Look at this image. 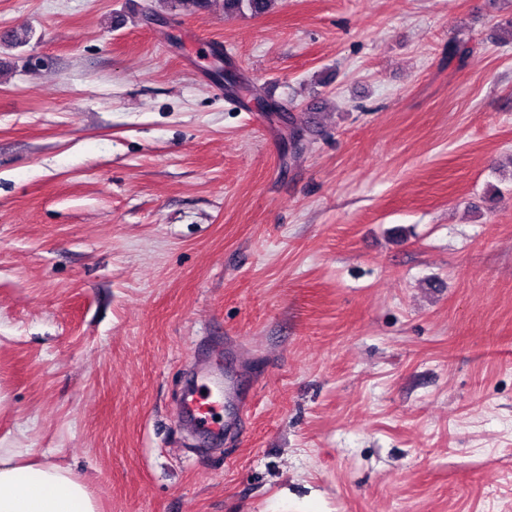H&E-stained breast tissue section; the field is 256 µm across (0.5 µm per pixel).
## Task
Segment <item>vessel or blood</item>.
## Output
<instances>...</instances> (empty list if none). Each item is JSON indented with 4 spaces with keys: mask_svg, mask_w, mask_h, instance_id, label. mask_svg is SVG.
Returning <instances> with one entry per match:
<instances>
[{
    "mask_svg": "<svg viewBox=\"0 0 512 512\" xmlns=\"http://www.w3.org/2000/svg\"><path fill=\"white\" fill-rule=\"evenodd\" d=\"M247 400L234 379H225L218 384L216 392L191 391L184 399L183 412L193 427L198 430L216 432L218 426L213 417L216 408L224 410L225 428H233L236 411L245 409Z\"/></svg>",
    "mask_w": 512,
    "mask_h": 512,
    "instance_id": "vessel-or-blood-1",
    "label": "vessel or blood"
}]
</instances>
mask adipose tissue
<instances>
[{
    "mask_svg": "<svg viewBox=\"0 0 512 512\" xmlns=\"http://www.w3.org/2000/svg\"><path fill=\"white\" fill-rule=\"evenodd\" d=\"M0 512H99L92 483L70 469L0 448Z\"/></svg>",
    "mask_w": 512,
    "mask_h": 512,
    "instance_id": "ef3b65f1",
    "label": "adipose tissue"
}]
</instances>
